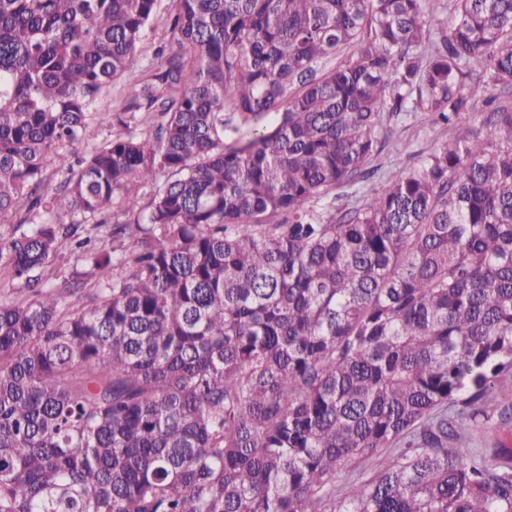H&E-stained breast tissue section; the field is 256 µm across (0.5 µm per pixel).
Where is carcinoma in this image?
<instances>
[{
	"instance_id": "obj_1",
	"label": "carcinoma",
	"mask_w": 512,
	"mask_h": 512,
	"mask_svg": "<svg viewBox=\"0 0 512 512\" xmlns=\"http://www.w3.org/2000/svg\"><path fill=\"white\" fill-rule=\"evenodd\" d=\"M423 2L173 0L100 112L157 0H0V512H512L448 414L512 375V0ZM408 100L453 136L372 184ZM153 19L152 30L137 52L134 71L136 74L152 71L163 62V58L155 56L156 47L170 42L166 19L173 0H158ZM487 65L479 62L472 68L471 86L475 89L474 106L465 116V121L470 125L474 132H479L482 128V118L484 110V99L491 93V89L486 87ZM54 267L60 271V274L58 278H53L49 282V286L53 288L48 289H53L56 292L63 293L71 304L78 306L79 300L76 297L69 296L64 287L72 275L86 272L88 271V268L84 267L80 262L77 261V254L71 253L69 251H65L57 257Z\"/></svg>"
}]
</instances>
